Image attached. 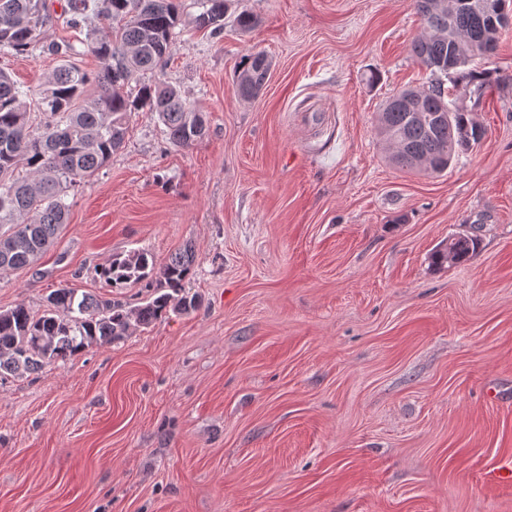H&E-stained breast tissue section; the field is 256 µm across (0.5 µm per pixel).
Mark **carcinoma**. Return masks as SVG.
<instances>
[{
    "instance_id": "cac0c4a2",
    "label": "carcinoma",
    "mask_w": 512,
    "mask_h": 512,
    "mask_svg": "<svg viewBox=\"0 0 512 512\" xmlns=\"http://www.w3.org/2000/svg\"><path fill=\"white\" fill-rule=\"evenodd\" d=\"M480 2L414 0L424 32L413 39L410 52L433 79L423 88L399 90L379 113L378 135L398 169L441 173L479 143L474 138L479 124L453 92L462 90L478 103L498 83L493 72L470 67L495 54L501 35L488 23ZM69 5L72 24L87 28V49L101 68L93 76L70 64L55 70L37 103L45 116L38 134L30 130L26 92L0 70V228L10 226L0 231L1 272L33 265L54 245L67 223V189L94 176L112 158L124 141L131 112L145 106L155 113L175 147H189L206 133L203 113L159 78L180 22L178 0H69ZM202 7L196 26L221 34L225 0H202ZM96 19L118 21L120 27L100 33L93 27ZM52 20L46 0H0V51L28 52ZM270 69L264 53L247 55L236 75L239 95H257ZM147 72L156 75L154 83L142 86L134 99L125 94L124 88ZM419 113H441L446 119L429 126L417 118ZM21 161L27 172L19 178L15 170ZM477 243L473 235L451 236L435 251L433 263L464 262ZM193 265L188 246L159 268L148 252L131 250L112 256L98 273L111 288L138 283L148 288V298L137 305L58 288L40 315L23 303L0 310V378L65 363L89 347L111 344L133 329L196 308L198 296L186 290Z\"/></svg>"
}]
</instances>
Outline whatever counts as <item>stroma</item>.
<instances>
[{"mask_svg":"<svg viewBox=\"0 0 512 512\" xmlns=\"http://www.w3.org/2000/svg\"><path fill=\"white\" fill-rule=\"evenodd\" d=\"M0 69L36 103L78 44L68 0ZM259 18L240 31L235 16ZM181 22L166 82L207 132L171 145L147 109L66 196L55 245L0 273V310L74 288L140 249L185 247L195 310L66 363L0 379V512H512V26L477 67L487 133L439 175L392 166L382 104L429 70L412 0H229L224 30ZM272 61L241 98L244 56ZM477 236L435 267L449 236ZM478 240L473 235H455L448 238V244L435 251L432 256L436 265L458 264L466 261L474 252Z\"/></svg>","mask_w":512,"mask_h":512,"instance_id":"obj_1","label":"stroma"}]
</instances>
